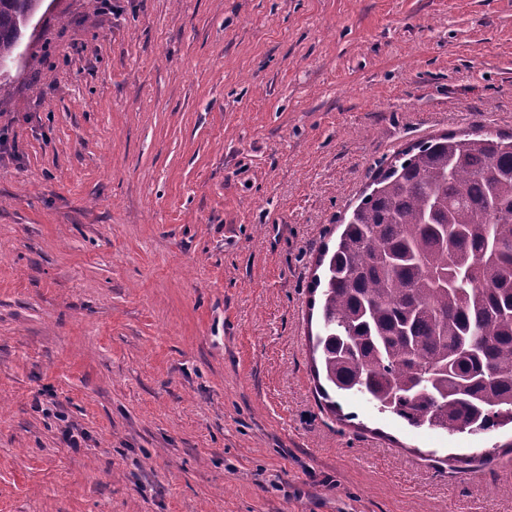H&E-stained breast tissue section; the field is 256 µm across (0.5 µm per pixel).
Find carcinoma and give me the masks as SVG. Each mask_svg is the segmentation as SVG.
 <instances>
[{
	"label": "carcinoma",
	"instance_id": "carcinoma-1",
	"mask_svg": "<svg viewBox=\"0 0 512 512\" xmlns=\"http://www.w3.org/2000/svg\"><path fill=\"white\" fill-rule=\"evenodd\" d=\"M42 3L0 0V63ZM372 186L317 262L315 377L415 428L512 422V135L430 137Z\"/></svg>",
	"mask_w": 512,
	"mask_h": 512
}]
</instances>
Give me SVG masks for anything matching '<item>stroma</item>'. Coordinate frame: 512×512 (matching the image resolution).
Segmentation results:
<instances>
[{
	"label": "stroma",
	"instance_id": "1",
	"mask_svg": "<svg viewBox=\"0 0 512 512\" xmlns=\"http://www.w3.org/2000/svg\"><path fill=\"white\" fill-rule=\"evenodd\" d=\"M120 3L8 71L0 512H512V424L334 414L309 306L379 164L512 133V0Z\"/></svg>",
	"mask_w": 512,
	"mask_h": 512
}]
</instances>
